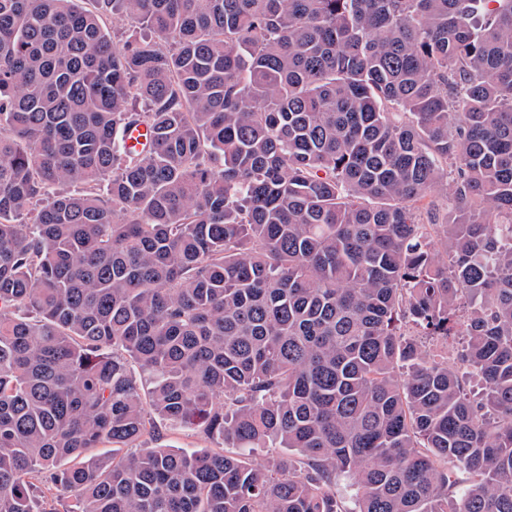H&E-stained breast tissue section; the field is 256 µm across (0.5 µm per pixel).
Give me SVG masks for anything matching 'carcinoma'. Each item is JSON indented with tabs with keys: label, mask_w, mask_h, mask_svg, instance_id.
<instances>
[{
	"label": "carcinoma",
	"mask_w": 512,
	"mask_h": 512,
	"mask_svg": "<svg viewBox=\"0 0 512 512\" xmlns=\"http://www.w3.org/2000/svg\"><path fill=\"white\" fill-rule=\"evenodd\" d=\"M78 2L0 0V512H512V0ZM162 445L164 448H184V449H203V448H218L222 447L216 443L206 439L200 434L197 429H182L171 431L162 429L160 438L157 441L148 443L149 447L152 445Z\"/></svg>",
	"instance_id": "cac0c4a2"
}]
</instances>
